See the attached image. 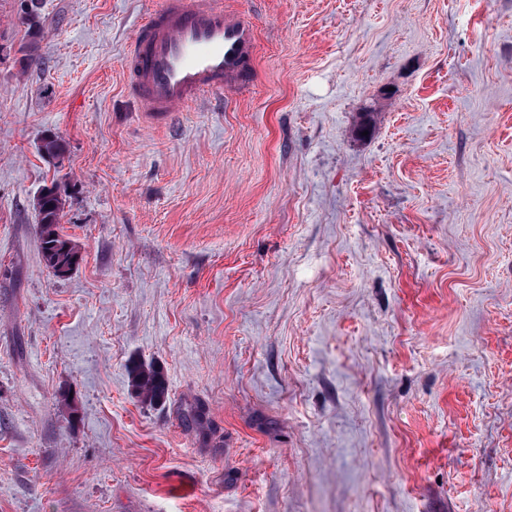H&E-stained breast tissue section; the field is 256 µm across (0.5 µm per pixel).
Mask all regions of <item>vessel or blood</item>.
<instances>
[{"label":"vessel or blood","mask_w":512,"mask_h":512,"mask_svg":"<svg viewBox=\"0 0 512 512\" xmlns=\"http://www.w3.org/2000/svg\"><path fill=\"white\" fill-rule=\"evenodd\" d=\"M256 56V26L228 0H165L127 50L128 87L162 125L199 97L248 86Z\"/></svg>","instance_id":"1"}]
</instances>
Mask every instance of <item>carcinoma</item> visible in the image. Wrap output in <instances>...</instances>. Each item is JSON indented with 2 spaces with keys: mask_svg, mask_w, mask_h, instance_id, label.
I'll return each mask as SVG.
<instances>
[{
  "mask_svg": "<svg viewBox=\"0 0 512 512\" xmlns=\"http://www.w3.org/2000/svg\"><path fill=\"white\" fill-rule=\"evenodd\" d=\"M67 189L54 182L41 191L34 209L38 216V234L41 240L42 259L54 273L71 265H78L81 255L77 245L61 229V205ZM131 385L140 401L162 404L167 400V385L162 371L153 364L132 363L129 367Z\"/></svg>",
  "mask_w": 512,
  "mask_h": 512,
  "instance_id": "1",
  "label": "carcinoma"
}]
</instances>
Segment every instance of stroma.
Here are the masks:
<instances>
[{
	"instance_id": "obj_1",
	"label": "stroma",
	"mask_w": 512,
	"mask_h": 512,
	"mask_svg": "<svg viewBox=\"0 0 512 512\" xmlns=\"http://www.w3.org/2000/svg\"><path fill=\"white\" fill-rule=\"evenodd\" d=\"M234 2L249 92L156 128L163 0H0V512H512V0ZM41 196L34 201V209L38 216V234L41 240L42 259L45 266L56 275L59 270L74 267L79 264L81 255L77 245L65 235L61 229V205L67 196V189L59 182H53L51 187H45ZM131 385L137 398L150 405L167 400V385L162 371L153 364L133 362L129 367Z\"/></svg>"
}]
</instances>
